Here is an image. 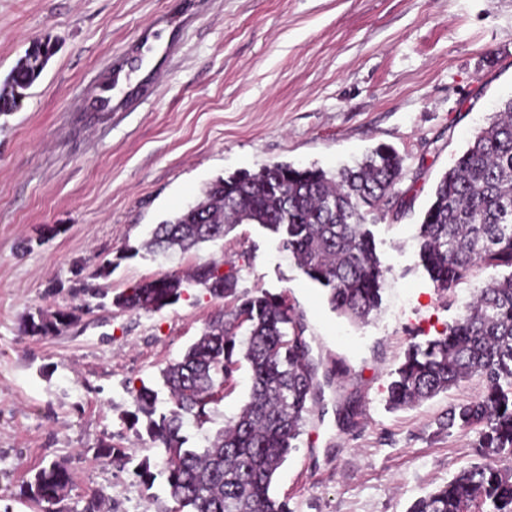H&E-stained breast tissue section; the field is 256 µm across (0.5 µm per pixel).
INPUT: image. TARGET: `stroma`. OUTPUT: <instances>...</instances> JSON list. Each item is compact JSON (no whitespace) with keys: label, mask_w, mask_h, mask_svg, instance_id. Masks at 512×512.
Returning a JSON list of instances; mask_svg holds the SVG:
<instances>
[{"label":"stroma","mask_w":512,"mask_h":512,"mask_svg":"<svg viewBox=\"0 0 512 512\" xmlns=\"http://www.w3.org/2000/svg\"><path fill=\"white\" fill-rule=\"evenodd\" d=\"M46 37L56 55L22 108L0 115V512H34L20 487L54 461L72 474L71 512L98 486L113 512H169L163 480L135 474L158 456L130 421V390L157 389L166 409L161 369L233 301L193 287L144 313L110 298L213 257L231 261L239 293L287 295L326 379L324 410L272 484L289 512H407L478 462L477 430L440 425L478 380L413 407L386 397L409 346L498 274L473 268L440 294L413 236L439 177L512 96V0H0V80ZM144 43L154 51L112 112H91L90 91ZM380 145L403 158L412 204L370 226L385 279L367 323L333 311L257 224L185 253L141 248L216 177L285 162L333 172ZM74 306L60 334L23 328L36 308ZM349 400L350 426L337 414ZM107 438L130 449L125 468L95 460Z\"/></svg>","instance_id":"stroma-1"}]
</instances>
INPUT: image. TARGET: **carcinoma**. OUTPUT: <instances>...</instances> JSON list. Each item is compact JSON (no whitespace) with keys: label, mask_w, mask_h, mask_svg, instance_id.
Masks as SVG:
<instances>
[{"label":"carcinoma","mask_w":512,"mask_h":512,"mask_svg":"<svg viewBox=\"0 0 512 512\" xmlns=\"http://www.w3.org/2000/svg\"><path fill=\"white\" fill-rule=\"evenodd\" d=\"M56 52L49 39L31 42L3 81L0 114L21 108L26 90ZM116 86L108 76L90 108L112 111ZM402 177L403 158L387 147L334 174L288 163L235 172L209 183L200 200L156 225L145 247L188 251L224 238L236 224H259L327 290L334 311L363 323L379 306L384 277L368 216L383 202H403L396 191ZM414 240L421 265L442 294L477 266L509 272L479 289L454 324L411 345L388 385L393 409L418 405L471 378L484 385L477 397L451 405L443 422L448 429H479L482 461L415 499L407 512H512V96L442 174ZM237 283L234 272L224 271V260L212 258L185 272L143 280L113 298L122 309L153 313L201 286L216 299L234 302L162 369L167 410H158L154 389L143 384L130 390L131 423L145 417L149 441L161 449L172 512H288L271 485L316 404L318 366L288 299L265 291L239 295ZM76 318L75 308H39L28 315L27 328L31 336L56 335ZM241 328L245 338L239 340ZM243 363L251 372L248 399L206 446H187V424L202 429L212 421ZM95 457L124 462L130 454L102 441ZM72 485L68 467L52 462L26 482L23 496L37 512H69L65 501ZM85 499L84 512L111 509L112 495L104 487L86 491Z\"/></svg>","instance_id":"carcinoma-1"}]
</instances>
